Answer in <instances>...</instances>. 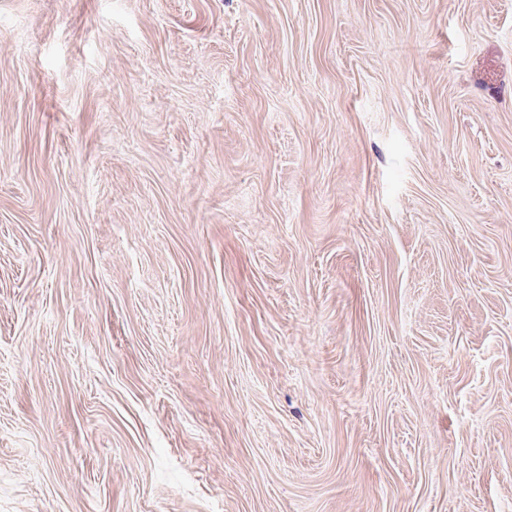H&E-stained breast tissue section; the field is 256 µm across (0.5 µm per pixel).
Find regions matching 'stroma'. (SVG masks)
Masks as SVG:
<instances>
[{
	"label": "stroma",
	"mask_w": 512,
	"mask_h": 512,
	"mask_svg": "<svg viewBox=\"0 0 512 512\" xmlns=\"http://www.w3.org/2000/svg\"><path fill=\"white\" fill-rule=\"evenodd\" d=\"M0 512H512V0H0Z\"/></svg>",
	"instance_id": "obj_1"
}]
</instances>
